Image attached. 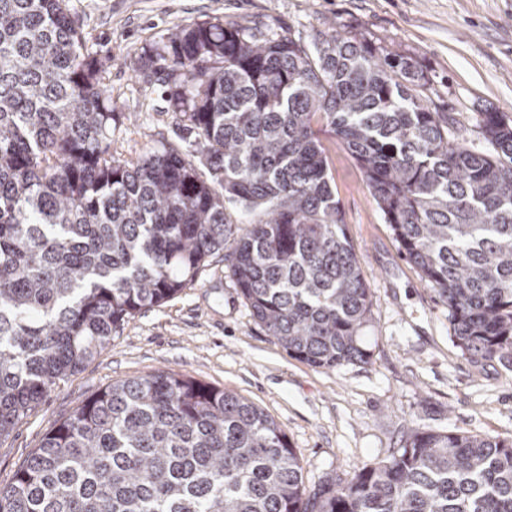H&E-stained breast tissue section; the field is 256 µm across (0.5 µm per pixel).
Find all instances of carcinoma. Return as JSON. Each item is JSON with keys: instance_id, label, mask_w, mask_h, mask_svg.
<instances>
[{"instance_id": "cac0c4a2", "label": "carcinoma", "mask_w": 512, "mask_h": 512, "mask_svg": "<svg viewBox=\"0 0 512 512\" xmlns=\"http://www.w3.org/2000/svg\"><path fill=\"white\" fill-rule=\"evenodd\" d=\"M177 137L110 152L112 96L67 0H0V440L142 310L224 252L266 333L308 365L364 363L371 295L321 124L354 157L462 354L512 362V119L469 148L410 57L363 34L313 47L237 20L145 51ZM0 512H512V440L414 430L382 462L305 485L285 432L169 371L114 383L0 487Z\"/></svg>"}]
</instances>
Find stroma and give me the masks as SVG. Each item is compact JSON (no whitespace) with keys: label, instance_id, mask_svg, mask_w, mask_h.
Here are the masks:
<instances>
[{"label":"stroma","instance_id":"35a3bbf8","mask_svg":"<svg viewBox=\"0 0 512 512\" xmlns=\"http://www.w3.org/2000/svg\"><path fill=\"white\" fill-rule=\"evenodd\" d=\"M103 65L118 117L112 153L138 159L176 142L163 89L145 50L179 23L246 20L311 43L331 30L365 33L412 57L429 95L455 117L470 146L494 109L512 118V0H68ZM347 234L371 292L364 363L334 370L292 357L254 320L223 254L195 282L143 310L79 372L48 393L0 441V487L57 422L105 386L167 370L234 392L286 433L308 485L387 458L412 429L512 439V367L473 362L453 340L448 308L400 250L357 162L320 132Z\"/></svg>","mask_w":512,"mask_h":512}]
</instances>
